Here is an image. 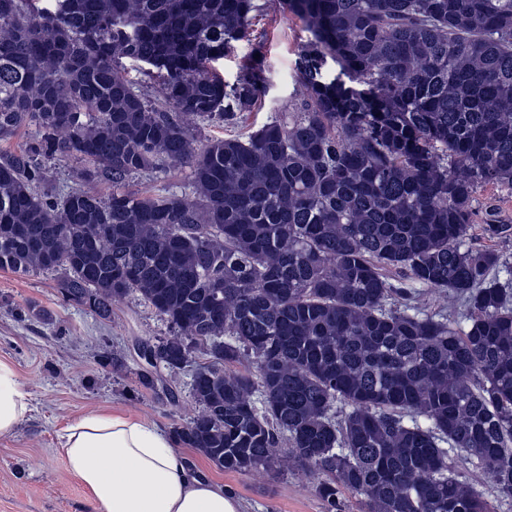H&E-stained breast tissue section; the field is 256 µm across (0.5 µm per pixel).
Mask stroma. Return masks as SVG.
Here are the masks:
<instances>
[{
	"label": "stroma",
	"mask_w": 512,
	"mask_h": 512,
	"mask_svg": "<svg viewBox=\"0 0 512 512\" xmlns=\"http://www.w3.org/2000/svg\"><path fill=\"white\" fill-rule=\"evenodd\" d=\"M270 92L261 108L233 124L205 126L202 139L247 137L295 105L298 49L310 33L289 13L258 17ZM190 171L170 167L145 172L127 183L140 195L187 192ZM468 244L499 251L512 269V188L477 190ZM502 225L488 236L485 227ZM170 328L153 308L131 295L112 307L111 319L66 301L54 273L21 276L0 270V360L10 363L30 393L32 411L16 430L0 437V512H94L84 486L70 473L58 446V431L92 411L134 413L166 432L185 425L197 407L189 394L192 368L160 370V383L141 384L134 346L168 336ZM190 463L240 500L244 512H323L312 476L298 467L270 473L227 472L193 448Z\"/></svg>",
	"instance_id": "stroma-1"
}]
</instances>
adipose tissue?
Here are the masks:
<instances>
[{"mask_svg":"<svg viewBox=\"0 0 512 512\" xmlns=\"http://www.w3.org/2000/svg\"><path fill=\"white\" fill-rule=\"evenodd\" d=\"M30 410L29 393L0 361V436L11 434ZM60 446L95 512H242L222 484L190 466L170 435L141 418L83 415L63 429Z\"/></svg>","mask_w":512,"mask_h":512,"instance_id":"obj_1","label":"adipose tissue"}]
</instances>
